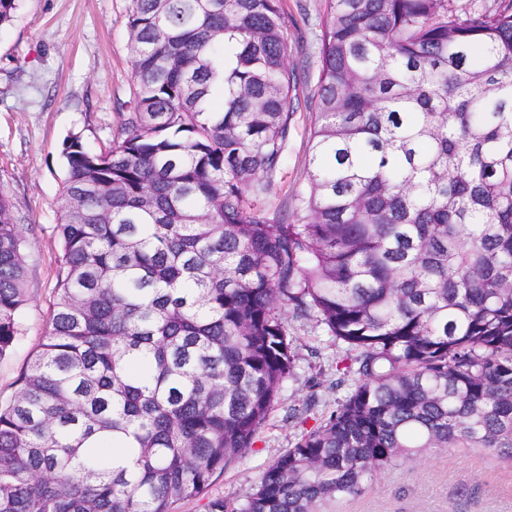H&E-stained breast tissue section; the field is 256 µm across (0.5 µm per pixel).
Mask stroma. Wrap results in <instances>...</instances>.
Here are the masks:
<instances>
[{"label": "stroma", "mask_w": 512, "mask_h": 512, "mask_svg": "<svg viewBox=\"0 0 512 512\" xmlns=\"http://www.w3.org/2000/svg\"><path fill=\"white\" fill-rule=\"evenodd\" d=\"M129 8L130 0H17L11 23L0 28V193L23 231L28 294L23 332L0 359L2 402L17 392L54 300L62 254L55 230L65 176L62 144L78 134L93 148L111 147L132 107ZM285 9L288 61L304 66L306 76L297 86L301 105L285 167L268 201L273 208L292 206L305 184L326 0H285ZM288 328L298 339L299 360L258 441L198 497L176 503L174 512H206L215 498L243 500L270 460L344 398V391L330 388L336 370L331 338L309 320H289ZM310 398L315 404L305 424L288 421L289 407ZM326 512H512V461L481 448H430L375 475L361 495L337 500Z\"/></svg>", "instance_id": "1"}]
</instances>
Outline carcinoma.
<instances>
[{
  "instance_id": "1",
  "label": "carcinoma",
  "mask_w": 512,
  "mask_h": 512,
  "mask_svg": "<svg viewBox=\"0 0 512 512\" xmlns=\"http://www.w3.org/2000/svg\"><path fill=\"white\" fill-rule=\"evenodd\" d=\"M112 149L64 143L45 334L0 403V512H172L336 342V409L243 501L321 512L423 448L512 460V0H327L306 187L267 199L295 114L284 0H130ZM24 237L0 194V358Z\"/></svg>"
}]
</instances>
